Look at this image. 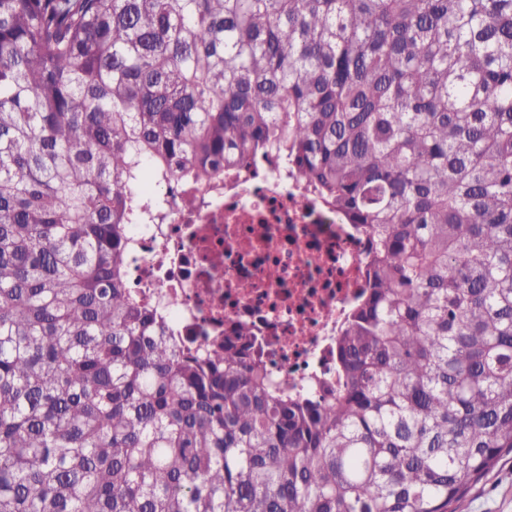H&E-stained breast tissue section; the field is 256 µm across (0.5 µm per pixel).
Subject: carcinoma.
<instances>
[{
	"instance_id": "1",
	"label": "carcinoma",
	"mask_w": 512,
	"mask_h": 512,
	"mask_svg": "<svg viewBox=\"0 0 512 512\" xmlns=\"http://www.w3.org/2000/svg\"><path fill=\"white\" fill-rule=\"evenodd\" d=\"M275 153L376 240L302 402L125 276ZM512 451V0H0V512H448Z\"/></svg>"
}]
</instances>
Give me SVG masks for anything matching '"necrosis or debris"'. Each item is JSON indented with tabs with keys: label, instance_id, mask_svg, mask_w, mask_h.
I'll list each match as a JSON object with an SVG mask.
<instances>
[{
	"label": "necrosis or debris",
	"instance_id": "obj_1",
	"mask_svg": "<svg viewBox=\"0 0 512 512\" xmlns=\"http://www.w3.org/2000/svg\"><path fill=\"white\" fill-rule=\"evenodd\" d=\"M164 195L153 218L127 227L140 303L184 349L219 347L247 329L276 389L331 401L336 338L368 287L371 234L272 162Z\"/></svg>",
	"mask_w": 512,
	"mask_h": 512
}]
</instances>
